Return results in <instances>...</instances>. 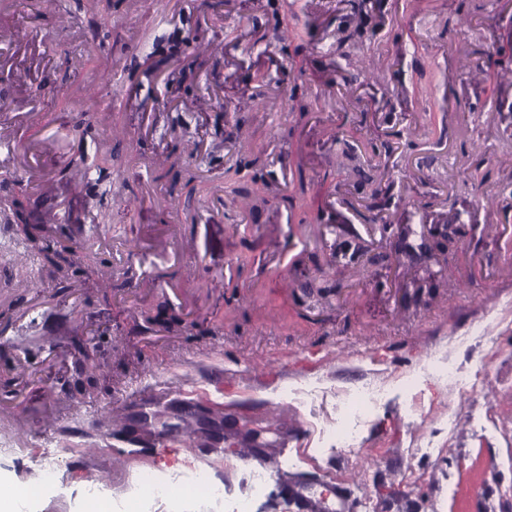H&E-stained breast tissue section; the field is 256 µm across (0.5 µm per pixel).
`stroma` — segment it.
I'll list each match as a JSON object with an SVG mask.
<instances>
[{
	"instance_id": "35a3bbf8",
	"label": "stroma",
	"mask_w": 512,
	"mask_h": 512,
	"mask_svg": "<svg viewBox=\"0 0 512 512\" xmlns=\"http://www.w3.org/2000/svg\"><path fill=\"white\" fill-rule=\"evenodd\" d=\"M1 31L0 57L40 56L0 71L48 180L15 191L112 283L58 292L0 218V477L60 451L31 512H89L93 486L112 512H296L291 483L512 512V0H8ZM433 224L465 230L417 289ZM429 357L476 386L416 379ZM368 384L384 399L333 446ZM190 468L223 502L141 498Z\"/></svg>"
}]
</instances>
